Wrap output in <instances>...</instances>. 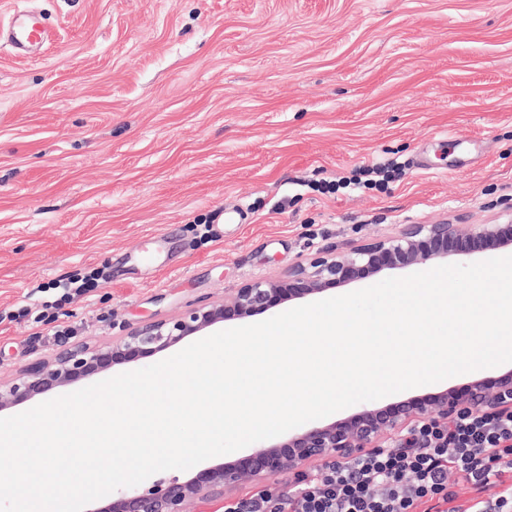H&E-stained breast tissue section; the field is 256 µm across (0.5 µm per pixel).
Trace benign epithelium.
Here are the masks:
<instances>
[{"mask_svg":"<svg viewBox=\"0 0 512 512\" xmlns=\"http://www.w3.org/2000/svg\"><path fill=\"white\" fill-rule=\"evenodd\" d=\"M502 248H512L511 223L408 224L393 237L356 246L343 256L326 251L306 265H297L286 278L246 283L222 304L195 309L173 321L134 328L110 345L76 346L49 361L38 360L15 382L0 385V411L114 364L148 357L215 324L261 314L330 286L365 279L385 269ZM501 411H512V369L494 377L477 373L462 386L436 393L364 406L332 423L288 433L232 462L201 470L186 481L148 493L130 487L93 512H185L188 500L223 496L244 480H265L285 471L299 474L312 460H349L366 448L381 447L385 441L395 448H410L413 431L420 424L452 420L462 413Z\"/></svg>","mask_w":512,"mask_h":512,"instance_id":"obj_1","label":"benign epithelium"}]
</instances>
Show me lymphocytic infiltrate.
Listing matches in <instances>:
<instances>
[{
  "label": "lymphocytic infiltrate",
  "mask_w": 512,
  "mask_h": 512,
  "mask_svg": "<svg viewBox=\"0 0 512 512\" xmlns=\"http://www.w3.org/2000/svg\"><path fill=\"white\" fill-rule=\"evenodd\" d=\"M417 438L419 447L372 449L225 512H512V412L434 422ZM452 471L471 491L466 503L448 485ZM490 484L502 488L492 505L479 498Z\"/></svg>",
  "instance_id": "lymphocytic-infiltrate-1"
}]
</instances>
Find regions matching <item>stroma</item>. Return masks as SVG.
<instances>
[{
	"instance_id": "35a3bbf8",
	"label": "stroma",
	"mask_w": 512,
	"mask_h": 512,
	"mask_svg": "<svg viewBox=\"0 0 512 512\" xmlns=\"http://www.w3.org/2000/svg\"><path fill=\"white\" fill-rule=\"evenodd\" d=\"M16 8L53 38L0 44L1 383L330 246L512 220V0H0V23ZM95 275H92L91 278H71L68 279L67 282L63 284H59L58 288L61 287L63 290L62 295L58 300L55 301L54 306L60 307L63 303L69 302L74 296H82L87 294L92 288L90 287V281H93ZM79 283V284H78Z\"/></svg>"
}]
</instances>
